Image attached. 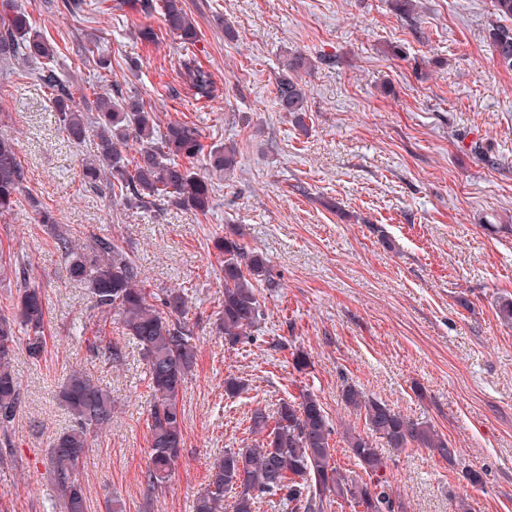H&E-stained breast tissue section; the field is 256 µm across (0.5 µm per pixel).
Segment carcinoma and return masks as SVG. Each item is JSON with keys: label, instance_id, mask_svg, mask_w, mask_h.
<instances>
[{"label": "carcinoma", "instance_id": "cac0c4a2", "mask_svg": "<svg viewBox=\"0 0 512 512\" xmlns=\"http://www.w3.org/2000/svg\"><path fill=\"white\" fill-rule=\"evenodd\" d=\"M161 4L163 28L186 47L198 42L193 18L181 0H144L148 10ZM489 39L496 61L512 70V26L494 25ZM57 46L33 24L18 0H0V60L34 67L35 75L58 111L68 139L81 144L97 139L96 154L82 164V177L94 189L130 207L161 208L174 204L203 215L210 210L213 180L234 170L236 149L213 146L205 150L199 131L174 120L160 129L157 115L137 94H100L91 102L90 116L75 103L70 85L53 66ZM318 61L294 52L284 57L276 79L281 109L299 126L306 124L307 98L301 75ZM181 77L196 101L210 102L216 86L211 71L193 53L179 59ZM208 152L206 173L195 172L188 162ZM25 172L14 139L0 135V215L17 206ZM42 221L54 230L55 247L69 261V275L89 290L94 307L115 312L139 347L147 366L151 401L148 409L150 448L144 479L148 487H166L184 446L180 395L192 374L197 337L186 319L188 298L179 289L158 295L143 287L142 271L115 240L96 237L80 245L57 228L48 211ZM223 256L224 295L216 329L224 342L235 346L258 340L254 336L265 317L255 283L270 277L262 254L231 236L217 240ZM20 283L13 311L0 314V434L5 436L21 398L12 362L25 345L29 357H40L46 347V303L42 290L27 285L25 272L16 269ZM26 330L25 339L18 336ZM60 398L71 416V428L54 438L50 461L55 482L64 494V512H88L86 498L75 474L89 452L92 438L112 424V392L86 371H70ZM346 407L363 415L367 431H343V441L359 462L365 477L341 468L333 457L329 416L317 396L305 387L283 399L273 412L255 409L251 429L264 440L254 446L226 448L214 464L206 491L196 497L193 512H218L231 496L233 512H256L265 499H277L290 512H326L348 506L360 512H408L394 493L387 462L376 446L381 439L395 450L426 448L445 462L457 458V449L427 420L411 418L387 403L369 398L353 385L342 389Z\"/></svg>", "mask_w": 512, "mask_h": 512}]
</instances>
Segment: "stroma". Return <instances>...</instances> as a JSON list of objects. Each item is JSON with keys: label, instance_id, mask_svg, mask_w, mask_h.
<instances>
[{"label": "stroma", "instance_id": "stroma-1", "mask_svg": "<svg viewBox=\"0 0 512 512\" xmlns=\"http://www.w3.org/2000/svg\"><path fill=\"white\" fill-rule=\"evenodd\" d=\"M58 49L79 106L111 89L139 94L161 122L195 126L205 145L237 150L207 215L175 205L128 207L85 186L93 140L67 138L29 66L0 63V134L14 138L26 173L12 214L0 216V255L27 269L48 306L40 359L18 350L21 404L0 443V507L64 512L49 444L71 418L57 399L72 368L107 385L112 426L76 474L89 512H192L225 449L259 442L255 408L310 388L334 425L363 430L341 400L346 385L413 418L431 420L458 449L452 466L427 450L380 451L409 512H512V327L496 304L512 296V70L499 65L488 29L491 0H418L413 19L389 0H182L199 32L196 53L213 72L214 101L187 94L180 42L133 35L157 13L87 0L72 14L21 0ZM104 37L108 81L87 59L88 33ZM331 58L307 76L308 119L294 126L276 99V76L294 50ZM139 61L129 71V60ZM51 211L81 242L109 235L136 260L152 292L179 288L197 337L180 399L184 447L161 491L143 480L150 432L145 362L119 316L94 308L39 221ZM267 260V320L255 344L216 333L224 273L213 248L228 233ZM122 350L94 355L89 337ZM312 366L297 372L292 348ZM235 376L247 388L224 392ZM484 471L467 485L462 468Z\"/></svg>", "mask_w": 512, "mask_h": 512}]
</instances>
